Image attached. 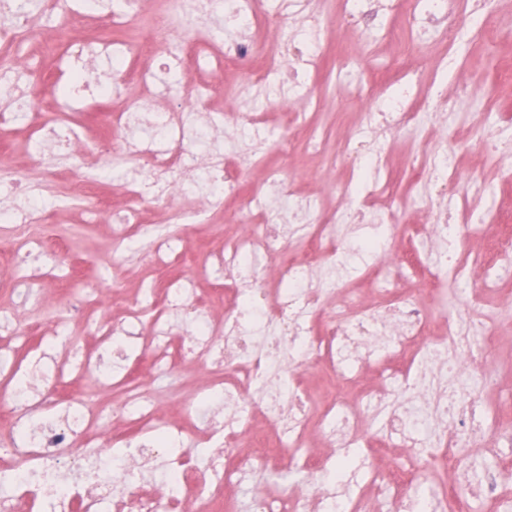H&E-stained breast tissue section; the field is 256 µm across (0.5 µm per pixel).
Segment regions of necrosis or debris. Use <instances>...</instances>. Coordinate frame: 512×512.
<instances>
[{
	"label": "necrosis or debris",
	"mask_w": 512,
	"mask_h": 512,
	"mask_svg": "<svg viewBox=\"0 0 512 512\" xmlns=\"http://www.w3.org/2000/svg\"><path fill=\"white\" fill-rule=\"evenodd\" d=\"M496 0H160L155 39L112 44L110 72L93 61L75 84L108 87L114 104L110 137L90 136L84 113L41 112L28 92L30 65L14 46L55 24L64 47L83 37L69 21L68 0H0V129L35 160L21 168L0 162V222L14 232L11 257L36 253L43 262L28 287L47 276L64 250L49 233L59 212L97 223L103 169L122 173L125 195L113 220L112 255L145 247L156 260L177 249L184 230L236 204L240 228L218 258L224 316L213 319L207 296L190 279L167 288L147 285L112 319L97 314L98 289L65 292L66 305L48 329L56 369L41 355L27 368L0 354V400L11 413L0 422V512H512L505 491L512 461V423L492 400L497 371L485 358L460 370L459 356L477 337L491 336L495 315L483 300L502 301L512 277V225L502 211L481 208L462 189L456 104L471 89L447 91L449 52L480 28L512 40V24L492 23ZM339 19L363 37L361 50L383 57L385 70L357 78L348 58L336 60V95L369 104L340 142L334 192L301 189L284 180L273 151L306 135L326 154L312 119L319 99L310 80L329 57V25ZM210 67L225 87L248 77L256 95L244 112L215 103L211 86L192 80ZM172 99L167 111L145 105L156 87ZM441 137L434 149L405 155L399 140ZM264 179L240 193L246 171ZM83 183L82 198L68 185ZM429 218L420 221V210ZM405 225L406 248L390 242ZM480 231L499 256L449 317L432 312L449 281L467 282L479 254ZM275 275H268V268ZM97 336L82 348L73 325ZM135 346L149 370H181L223 356V374L209 379L203 414L194 401L183 421L160 417V395L130 377L127 358L108 359L111 338ZM375 367L374 385L363 381ZM320 370L351 380L352 395L317 400L308 374ZM98 372L125 378L108 429L102 407L81 381ZM42 377L41 388L30 380ZM386 413L382 435L370 417ZM319 435L327 454L310 452ZM402 450L408 461L379 468ZM466 462H459V452ZM436 455L448 484L428 488L419 462ZM286 470L289 486L261 482Z\"/></svg>",
	"instance_id": "4bbe7bcc"
}]
</instances>
